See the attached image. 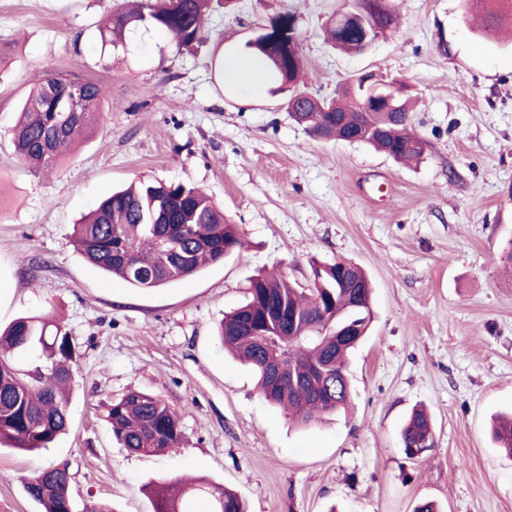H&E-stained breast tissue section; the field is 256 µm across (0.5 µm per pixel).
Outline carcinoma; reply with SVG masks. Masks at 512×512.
I'll return each mask as SVG.
<instances>
[{
    "instance_id": "carcinoma-1",
    "label": "carcinoma",
    "mask_w": 512,
    "mask_h": 512,
    "mask_svg": "<svg viewBox=\"0 0 512 512\" xmlns=\"http://www.w3.org/2000/svg\"><path fill=\"white\" fill-rule=\"evenodd\" d=\"M214 0H130L99 28L102 46H117L128 34L159 31L177 50L191 51L205 39L204 19ZM467 14L478 17L483 29L512 25V0H464ZM375 36L395 29L387 0H365ZM328 39L349 53L360 52L355 25L331 18ZM242 49L263 67L266 93L289 101V117L322 139H341L350 132L360 144L398 162L418 161L425 149L409 131V97L393 102L385 89L361 83L344 85L332 99H317L302 88L304 63L296 47L273 41L263 33ZM103 88L76 75L49 77L24 102L11 130L16 154L33 169L52 168L65 148L83 139L99 122ZM369 99L377 105L367 112L355 103ZM74 246L104 273L129 287L150 291L201 273L224 261V249L243 247L238 226L230 223L212 197L197 186L141 180L114 191L97 209L75 225ZM344 268L347 284L336 287ZM313 288L306 290L279 273L261 272L251 281L244 304L224 315L219 336L222 346L248 363L262 396L309 423L322 413H338L351 397L348 357L367 334L373 319L371 287L365 273L350 261L326 264L311 261ZM357 334L336 340L347 325ZM280 328L286 336H258ZM288 376V383L271 388L267 361ZM77 363L73 336L51 314L13 320L0 332V441L16 448H47L69 427L68 394ZM107 421L115 439L134 454H161L182 442L179 414L159 396L130 391L112 400ZM492 436L512 456V418L492 429ZM407 457L418 458L433 443L430 421L414 412L401 432ZM74 474L69 463L43 471L25 484L40 512L73 509ZM211 512H245L234 492L210 483L165 480L155 493L154 512H193L198 499Z\"/></svg>"
}]
</instances>
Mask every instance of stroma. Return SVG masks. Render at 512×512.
I'll use <instances>...</instances> for the list:
<instances>
[{"instance_id": "stroma-1", "label": "stroma", "mask_w": 512, "mask_h": 512, "mask_svg": "<svg viewBox=\"0 0 512 512\" xmlns=\"http://www.w3.org/2000/svg\"><path fill=\"white\" fill-rule=\"evenodd\" d=\"M121 0H0V280L13 289L0 324L57 311L79 354L66 434L26 452L0 443V512H40L25 482L61 462L77 504L154 512L151 482L202 476L246 512H512V457L491 426L512 412V40L488 38L462 0H391L393 36L343 53L325 26L347 0H234L207 39L177 52L137 35L100 62L98 25ZM296 21L311 91L330 97L366 71L402 81L427 143L402 165L370 147L309 136L279 98L243 96L212 78L217 47L240 45L271 17ZM51 75L98 80L101 117L50 173L8 135ZM204 189L237 224L242 250L154 291L105 276L75 249L73 226L134 179ZM367 273L374 320L353 352L348 413L301 425L269 404L252 370L224 354L215 326L278 268L310 286V260ZM136 390L181 416L184 439L160 455L113 438L112 399ZM435 446L408 458L413 409Z\"/></svg>"}]
</instances>
